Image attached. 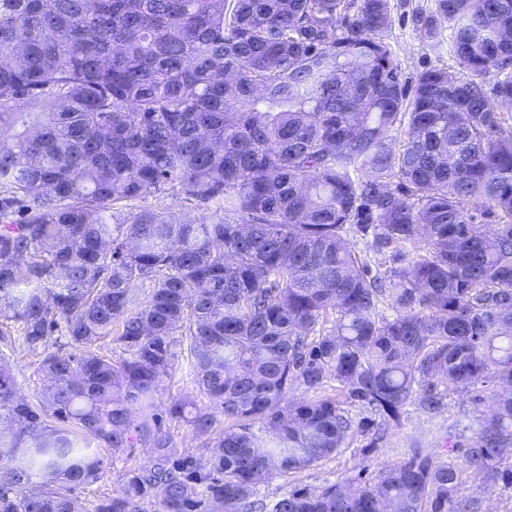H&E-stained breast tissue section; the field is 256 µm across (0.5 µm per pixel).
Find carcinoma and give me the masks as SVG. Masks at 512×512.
<instances>
[{
  "label": "carcinoma",
  "instance_id": "obj_1",
  "mask_svg": "<svg viewBox=\"0 0 512 512\" xmlns=\"http://www.w3.org/2000/svg\"><path fill=\"white\" fill-rule=\"evenodd\" d=\"M413 23L448 24L455 65L410 92L390 0H0V512H481L455 492L465 471L501 479L512 447V124L486 91L512 110V0H435ZM169 190L220 216L129 211ZM369 233L403 266L369 275L348 239ZM177 346L208 404L163 416ZM491 378L461 464L415 450L352 490L258 496L360 435L374 452L409 404L441 414L438 384ZM138 443L150 461L120 490L74 496ZM18 332H14L15 352L12 355V371L15 376L18 392L35 401L40 396L41 383L37 375L38 356L28 352L18 340ZM164 430L171 439L172 445L181 450L204 452L205 442L192 435L191 429L184 423L166 420Z\"/></svg>",
  "mask_w": 512,
  "mask_h": 512
}]
</instances>
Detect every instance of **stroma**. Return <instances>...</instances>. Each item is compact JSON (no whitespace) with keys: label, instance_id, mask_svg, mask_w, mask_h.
Wrapping results in <instances>:
<instances>
[{"label":"stroma","instance_id":"stroma-1","mask_svg":"<svg viewBox=\"0 0 512 512\" xmlns=\"http://www.w3.org/2000/svg\"><path fill=\"white\" fill-rule=\"evenodd\" d=\"M393 25L389 43L396 53L404 78L416 76L430 66L450 68L454 65L453 53L447 33L438 38L421 40L413 24L416 11H431L435 0H391ZM498 390L495 383L488 382L464 392H449L445 399V410L430 418L419 413L413 406H406L397 425L390 429L385 442L380 443L375 453L363 456L366 437L356 438L349 447L319 465L287 477H274L261 486L264 495H273L297 485L311 490L353 478L364 473L366 478L378 476L382 467L407 458L411 450L432 455L438 462H460L462 450L478 433L484 418L493 407V395ZM199 397L200 390L188 374L186 355H178L159 390L155 405L158 412H165L170 400L176 395ZM150 450L136 446L125 453L108 457L106 472L98 482L77 489L80 499L90 500L118 490L127 470L148 463Z\"/></svg>","mask_w":512,"mask_h":512}]
</instances>
